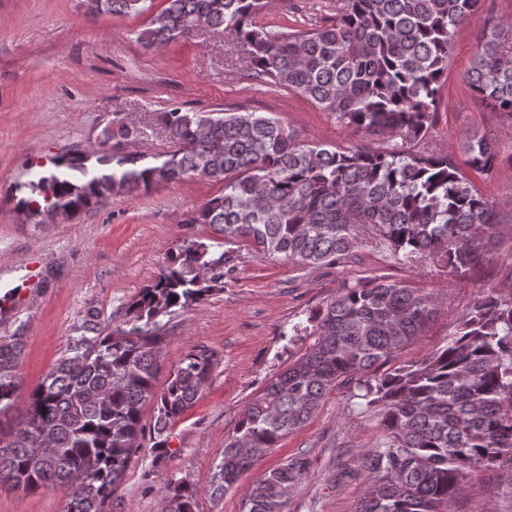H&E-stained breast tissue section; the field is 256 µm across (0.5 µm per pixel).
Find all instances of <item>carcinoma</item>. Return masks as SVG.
<instances>
[{
	"label": "carcinoma",
	"instance_id": "cac0c4a2",
	"mask_svg": "<svg viewBox=\"0 0 512 512\" xmlns=\"http://www.w3.org/2000/svg\"><path fill=\"white\" fill-rule=\"evenodd\" d=\"M98 13L140 14L147 0H99ZM275 0H166L138 36L159 48L204 25L241 44L244 77L286 86L355 134L380 138L373 149L304 146L279 119L258 112H185L173 107L153 122L172 150L161 162L95 175L91 153L59 159L23 184L42 201L29 216L76 213L113 192L134 194L200 177L224 184L188 223L216 238L170 252L156 277L127 304L124 326H82L28 395L22 419L0 438V485L34 493L47 484L71 489L65 512H106L127 464L142 447L143 407L154 406L152 453H168L169 425L197 401L217 358L195 347L170 366L159 318L198 304L221 287L234 255L223 245L252 243L292 267L356 259L369 239L398 263L439 267L458 287L491 262L506 217L454 159L429 145L442 100L455 33L481 0H336L326 26L274 32L256 17ZM481 103L512 118V36L493 18L466 74ZM137 129L112 120L99 146L129 140ZM464 164L487 175L512 166L488 133L460 141ZM436 300L404 282L374 275L340 289L295 334L314 338L243 409L214 476L222 495L286 436L311 420L328 392L358 379L384 432L362 469L367 487L357 512H448L477 470L512 454V293L482 292L458 315L448 344L416 362L397 363L436 315ZM19 342L0 344V415L14 404ZM389 366L383 373L378 368ZM308 475L293 457L256 480L241 512H285L288 494ZM164 512H195V492L166 479Z\"/></svg>",
	"mask_w": 512,
	"mask_h": 512
}]
</instances>
